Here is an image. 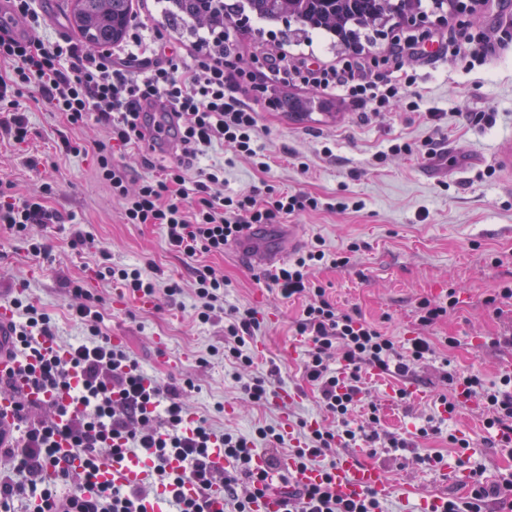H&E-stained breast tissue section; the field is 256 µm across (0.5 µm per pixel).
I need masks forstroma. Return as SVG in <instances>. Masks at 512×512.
Here are the masks:
<instances>
[{
  "label": "stroma",
  "instance_id": "obj_1",
  "mask_svg": "<svg viewBox=\"0 0 512 512\" xmlns=\"http://www.w3.org/2000/svg\"><path fill=\"white\" fill-rule=\"evenodd\" d=\"M434 34L454 38L462 30L487 38L488 59L467 65L452 55L429 54L412 61L416 96L409 102L375 113L338 91L323 92L288 85V93L332 102L331 111L303 117L258 105L257 144L269 156L268 170L249 159L233 156L218 145L204 164L224 166L228 195L264 190L305 193L327 202H360V211L320 210L288 216L300 237V249L322 239L326 257L313 270L330 301L346 312L376 324L387 335L404 340L426 333L437 343L434 356L415 366L412 375L398 377L377 372L364 376L369 400L379 405L382 428L412 439V449L374 448L368 462L385 470L393 490L386 497L387 512H418L421 499L452 494L466 496L464 486L445 481L457 470L459 457L482 468L492 483L512 476V451L495 445L483 424L484 414L469 402L446 417L439 434L416 437L415 431L434 415V401L444 392L446 373L481 372L494 382L512 373V347H491L489 340L512 328V300L498 307L485 299L498 288L512 286V0H473L463 13L444 10L429 17ZM390 43L380 39L350 47L317 37L289 41L292 52L315 51L326 63L359 56H383ZM30 127L26 144L0 143V191L14 198L39 194L43 184L53 192L48 206L58 210L62 223L30 225L27 237L48 247L47 255L29 253L25 239L0 226V298L22 297L46 312L61 344L82 340L87 330L70 310L69 289L81 283L97 298L103 335L122 336L124 345L144 370L159 383L193 379L198 392L189 401L220 430L251 434L256 424L284 421L285 410L245 401L230 379L232 368L211 347H223V311L209 323L194 320L193 266L210 267L222 277L227 304L254 308L261 327L252 338L260 352L242 376L280 370L282 386L295 389L287 410L311 421L324 422L318 394L302 372L304 349L295 348V324L301 300H285L272 290L268 269L252 264L232 250L199 255L196 261L170 251L165 232L156 224H127L110 188L96 175L90 150L105 139L95 122L69 127L61 115L44 110L35 95L19 99ZM470 112H491L492 124H474ZM437 138L439 157L422 162L416 156L389 153L395 143ZM80 144L68 153L63 140ZM41 161L38 168L27 157ZM308 172H301V165ZM90 243L73 245L75 232ZM360 249L348 253L350 243ZM348 256L347 265L336 259ZM139 268L159 286L151 308L128 296L124 308L112 305L118 284L106 277L109 267ZM179 281L183 293L174 298L163 291ZM455 289L459 303L447 317L420 328L417 303L439 300ZM458 340L446 347L445 337ZM164 345H157V338ZM410 389L405 401L385 404L388 392ZM465 431L467 449L453 447L450 433ZM443 454V467L424 463V456Z\"/></svg>",
  "mask_w": 512,
  "mask_h": 512
}]
</instances>
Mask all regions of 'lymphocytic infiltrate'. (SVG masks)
<instances>
[{
  "mask_svg": "<svg viewBox=\"0 0 512 512\" xmlns=\"http://www.w3.org/2000/svg\"><path fill=\"white\" fill-rule=\"evenodd\" d=\"M8 21L0 22V64L10 70L0 74V137L14 144L26 143L28 119L17 101L23 88L35 90L48 111L64 116L73 127L96 120L106 137L94 144L96 173L122 207L129 224L163 227L171 249L183 258L223 252L257 224H276L288 215L315 211L321 201L313 196L266 189L228 195L224 192V168L211 165L190 180L189 171L198 159L218 144L239 156L257 157V112L252 102L238 96L241 84L261 91L266 80L300 83L315 89L336 87L352 98L382 111L409 97L416 83L401 60L375 73L365 60L342 66L319 65L313 53L291 54L279 50L267 54L262 65L248 66L242 57L224 59L185 49L165 36L161 27L132 19L120 44L100 51L70 38L51 37L39 0H8ZM178 118L175 133L178 160L160 167L158 175L132 179L126 168L114 162L116 151L141 146L156 112ZM42 193L26 199L0 200V224L25 233L32 224H57L62 217L46 207ZM325 258L322 240L272 274L270 281L286 299L302 300L296 322L298 335L307 341L303 373L316 389L319 403L335 427L297 419L303 440L285 447L280 429L259 426L253 438L234 431L215 433L207 419L193 412L185 400L192 380L181 385H161L143 371L122 346L103 336L100 314L84 303L81 285L72 293L80 304L72 309L87 322L90 340L56 351L57 338L49 316L35 305L14 299L21 313L15 327L16 377L0 378V394L11 395L16 404L14 444L0 448L9 462L0 469V512H14V503L26 500L32 512H146L152 490H160L170 512H211L207 496L213 485L224 487L232 512H251L260 496L280 498L283 512H384L380 495L365 492L358 500L337 498L330 479L308 487L291 486L273 472L287 461L312 466L327 452L363 440H386L389 447L406 449L407 439L381 436L377 414L368 424L352 418L365 392L367 371L407 376L412 367L434 355L427 336L400 343L373 323L336 307L326 290L310 278L311 269ZM199 300L196 319L207 323L224 304V281L210 268L195 272ZM224 328V358L240 367L253 363L248 340L259 329L254 309L233 308ZM449 390L439 394L445 413H453L462 400L478 399L485 412L484 425L496 430L502 447L512 446V375L486 382L481 374L448 375ZM66 393L69 403L49 405L46 414L34 415L23 387ZM68 441L83 454L77 469L55 464L57 444ZM269 449L264 468L255 465V444ZM224 451V467L212 460L215 449ZM139 455L150 463L152 487H116L102 481L99 460ZM180 467H172V460ZM469 494L445 498L441 512H487L492 500L512 498V479L486 484L481 469L468 468ZM192 484L195 498H184L182 489Z\"/></svg>",
  "mask_w": 512,
  "mask_h": 512,
  "instance_id": "lymphocytic-infiltrate-1",
  "label": "lymphocytic infiltrate"
}]
</instances>
